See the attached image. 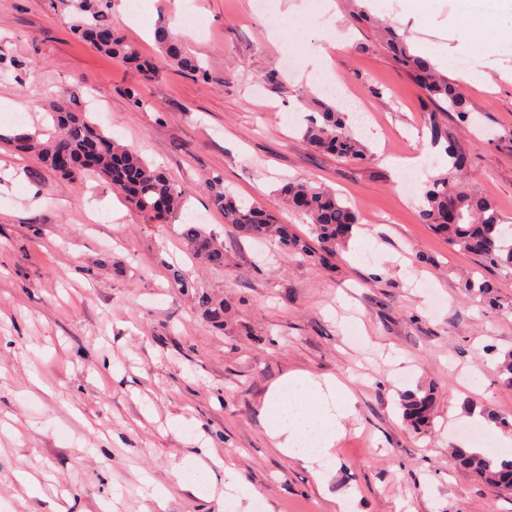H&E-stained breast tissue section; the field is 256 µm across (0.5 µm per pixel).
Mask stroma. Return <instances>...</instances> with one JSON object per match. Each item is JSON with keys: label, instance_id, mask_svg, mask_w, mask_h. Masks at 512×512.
Listing matches in <instances>:
<instances>
[{"label": "stroma", "instance_id": "1", "mask_svg": "<svg viewBox=\"0 0 512 512\" xmlns=\"http://www.w3.org/2000/svg\"><path fill=\"white\" fill-rule=\"evenodd\" d=\"M111 0L113 28L153 63L151 78L76 39L66 0H0V131L49 138L54 93L83 82L93 121L161 165L185 194L169 224H149L90 170L62 180L36 157L0 143V512H141L146 481L167 491L153 512H243L221 500L232 466L269 512H512V495L448 465L459 425L500 438L468 408L512 416V387L495 372L512 349V271L492 269L418 223L419 196L400 194L391 158H420L419 185L445 171L430 145L426 101L358 8L387 20L459 83L474 121L440 114L468 156V176L512 217V152L492 142L512 131V55L469 58L486 73L466 83L449 23L457 0H438L417 23L408 0H193L177 20L172 0ZM181 23L211 83L166 61L153 31ZM141 88L142 106L125 96ZM355 108L369 157L350 162L300 136L311 113L301 91ZM338 191L359 224L340 257L321 267L275 242L242 238L212 202V181L274 212L291 232L308 224L284 210L283 180ZM196 223L224 242L227 264L192 258L179 236ZM195 291L232 300L212 327ZM492 280L500 300L465 294L463 275ZM351 387L356 415L333 449L327 488L274 448L260 418L273 382L297 372ZM433 392L431 424L409 430L400 395ZM185 426L170 429L173 418ZM221 452L205 459L217 496L202 500L182 469L194 437ZM39 484L25 492L16 473Z\"/></svg>", "mask_w": 512, "mask_h": 512}]
</instances>
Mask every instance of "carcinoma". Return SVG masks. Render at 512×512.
Masks as SVG:
<instances>
[{
	"label": "carcinoma",
	"instance_id": "obj_1",
	"mask_svg": "<svg viewBox=\"0 0 512 512\" xmlns=\"http://www.w3.org/2000/svg\"><path fill=\"white\" fill-rule=\"evenodd\" d=\"M70 2L83 13L73 25V34L79 40L105 56L134 64L147 74L152 71L141 62L136 47L112 29L107 0ZM154 36L179 70L208 82L210 72L204 62L174 41L167 26H157ZM385 47L439 111L455 113L461 123L469 121L471 111L460 86L440 72L430 59L412 52L406 35L385 28ZM79 100L80 89L76 86L50 98L48 107L55 126L51 139L43 141L36 134L16 133L0 134V140L9 142L20 153L35 156L63 180L73 179L82 170H93L112 185L113 191L124 196L147 222L170 223L184 205L182 191L162 168L146 160L137 150L106 135L89 113L81 109ZM429 131L433 144L445 143L448 170L426 186L418 206L419 223L429 225L450 246L476 257L481 264L512 270V224L493 199L469 189L462 182L467 174L466 160L451 144L448 127L434 116L430 119ZM302 141L319 152L350 161L363 160L368 153L365 142L349 125L348 113L319 101L316 112L309 116L302 129ZM278 194L284 208L310 224L319 253H312L309 244L291 233L288 225L228 190H215L213 203L223 211L224 223L231 225L236 235L272 239L288 253L303 259L312 258L321 265L330 263L352 237L358 223L355 211L336 191L310 182L289 181ZM180 238L197 258L213 267H224V242L204 225H181ZM461 287L493 306L498 303L495 284L490 280L467 279ZM195 299L212 324L224 326V315L232 308L229 300L209 293H198ZM496 374L505 385L512 386V350L499 355ZM400 406L404 421L412 429L420 430L429 423L432 393L405 392L401 395ZM481 414L488 423L512 431V421L494 408L486 406ZM450 464L475 475L492 488L512 494V487L496 482V477L512 474V460H497L472 448L458 447L451 451Z\"/></svg>",
	"mask_w": 512,
	"mask_h": 512
}]
</instances>
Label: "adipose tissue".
I'll return each instance as SVG.
<instances>
[{
    "label": "adipose tissue",
    "mask_w": 512,
    "mask_h": 512,
    "mask_svg": "<svg viewBox=\"0 0 512 512\" xmlns=\"http://www.w3.org/2000/svg\"><path fill=\"white\" fill-rule=\"evenodd\" d=\"M459 3L461 12L452 24L462 47L480 54H512V0H483L476 13L470 10V0ZM354 405L347 385L294 372L270 386L261 417L276 448L311 469L323 486L329 478L332 450L345 432V420L355 412Z\"/></svg>",
    "instance_id": "adipose-tissue-1"
}]
</instances>
